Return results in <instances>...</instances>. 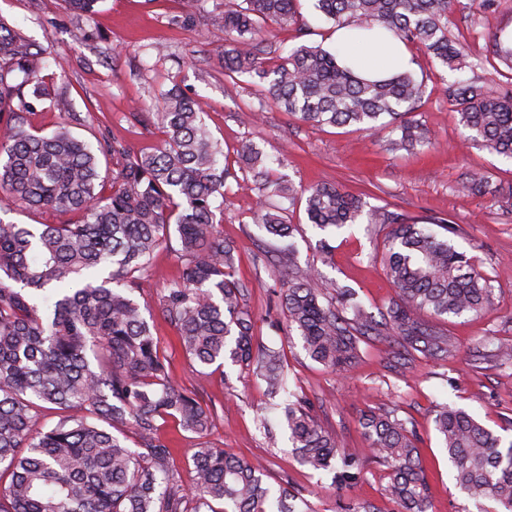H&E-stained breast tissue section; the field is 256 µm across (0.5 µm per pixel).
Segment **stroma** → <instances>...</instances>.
<instances>
[{"label": "stroma", "instance_id": "35a3bbf8", "mask_svg": "<svg viewBox=\"0 0 512 512\" xmlns=\"http://www.w3.org/2000/svg\"><path fill=\"white\" fill-rule=\"evenodd\" d=\"M223 8L224 0H201L200 12L187 21L180 0H103L89 16L70 14L63 0H0V17L47 50L42 76L50 96L36 103L29 124L46 134L67 113L77 112L85 119L73 128L80 137L94 140L99 127L106 126L134 148H150L162 140L158 126L149 121L162 91L176 85L202 99L206 124L235 174L222 229L236 247L235 278L246 290L254 345L281 350L289 389L309 404L318 423L345 448H367L360 419L368 411L393 408L408 420L417 435L432 512H494V502L475 504L457 486L434 417L436 405L460 407L503 441L512 440V363L491 354L497 346L512 348V201L491 195L512 184V159L469 139L445 88L460 77L493 89L504 83L503 67L489 55L487 45L495 32L512 28V0H500L492 13L479 9L476 0H457L448 29L466 47L461 70L451 71L424 50L413 49V69L426 78L416 114L432 145L411 155L387 151L385 131L312 126L276 107L259 106L255 78L224 75V45L213 38L210 24L211 14ZM159 42L166 45V56L156 55L153 46ZM133 112L141 113L142 121L130 120ZM247 142L274 159L277 175L295 186L339 184L360 197L366 208L383 207L409 222L444 221L456 227L452 241L474 256L491 287V298L477 316L435 319L422 313V320L456 337L454 356L419 354L407 372L399 373L392 367L389 343L370 340L344 376L306 357L299 337L289 334L280 307L272 266L277 242L257 223L261 193L237 155ZM473 169L485 173L489 193L474 194L466 188L465 176ZM304 207L298 199L287 211L299 227L294 237L299 266L315 271L326 288H353L367 311L380 315L397 299L383 271L388 225L362 218L324 233L309 224ZM178 275L176 252L161 247L145 274L141 300L158 306L163 288ZM153 333L175 381L215 411L216 420L205 437L208 444L261 462L267 482L293 490L311 512H347L359 500L372 502L379 512H397L396 504L381 493L388 481L385 466L364 459L365 479L350 490L335 484L331 474L301 465L292 454L282 414L272 406L260 378L230 364L199 373L163 317H155ZM260 415L272 435L258 428ZM159 436L172 451L170 464L183 488L193 490L190 449L195 436L171 419L161 425Z\"/></svg>", "mask_w": 512, "mask_h": 512}]
</instances>
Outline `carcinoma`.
<instances>
[{
  "label": "carcinoma",
  "mask_w": 512,
  "mask_h": 512,
  "mask_svg": "<svg viewBox=\"0 0 512 512\" xmlns=\"http://www.w3.org/2000/svg\"><path fill=\"white\" fill-rule=\"evenodd\" d=\"M79 15L102 0H64ZM298 0H230L212 19L224 39V76L256 75L260 105L273 104L300 121L362 131L390 128L392 151L424 144V125L412 116L425 93L424 79L405 71L382 81L360 78L338 56L300 44L283 55L256 35L269 23L299 22ZM453 0H316L335 26L378 25L417 46L451 70L462 68L465 45L448 30ZM493 56L512 71V39L492 36ZM44 50L33 48L0 17V210L21 204L32 211L74 212L67 224H17L0 217V512H305L286 487L272 491L261 463L200 442L190 460L196 486L185 491L169 468L171 450L158 436L175 419L203 437L215 412L177 384L136 292L154 252L177 234L181 274L163 290L160 310L176 330L184 354L206 369L229 361L252 369L271 396L287 391L282 355L254 350L244 288L233 275L234 247L224 240L217 212L224 205L230 169L224 150L204 120L203 103L178 87L161 94L160 145L134 150L102 130L96 143L76 136L72 113L51 133L31 129L30 95L44 99ZM30 94H25V90ZM469 137L512 158V88L490 90L456 81L446 89ZM258 189L295 200V189L273 174L251 144L238 151ZM118 161L105 184L100 157ZM309 223L321 230L354 224L361 200L334 184L303 189ZM261 227L283 241L275 265L288 330L305 354L335 372H348L361 343L389 340L406 367L416 353L447 357L452 337L414 315H477L491 294L474 258L448 238L407 222L385 208L373 224L392 226L384 269L398 300L376 319L349 288L330 296L310 270L297 263L296 227L285 209L261 208ZM59 412L48 428L42 410ZM299 461L333 474L353 489L364 477L361 458L323 430L307 402L284 409ZM437 431L469 497L494 501L512 512V442L467 411L441 404ZM370 457L390 470L385 497L400 512H431L416 436L391 410L363 415ZM138 437L128 447L118 433Z\"/></svg>",
  "instance_id": "cac0c4a2"
}]
</instances>
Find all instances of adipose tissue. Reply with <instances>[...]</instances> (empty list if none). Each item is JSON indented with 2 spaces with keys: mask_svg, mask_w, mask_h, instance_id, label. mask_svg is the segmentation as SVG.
Returning <instances> with one entry per match:
<instances>
[{
  "mask_svg": "<svg viewBox=\"0 0 512 512\" xmlns=\"http://www.w3.org/2000/svg\"><path fill=\"white\" fill-rule=\"evenodd\" d=\"M330 45L336 52L349 58L360 74L370 80L383 79L413 66L407 48L389 33L377 28L336 29L330 39Z\"/></svg>",
  "mask_w": 512,
  "mask_h": 512,
  "instance_id": "1",
  "label": "adipose tissue"
}]
</instances>
